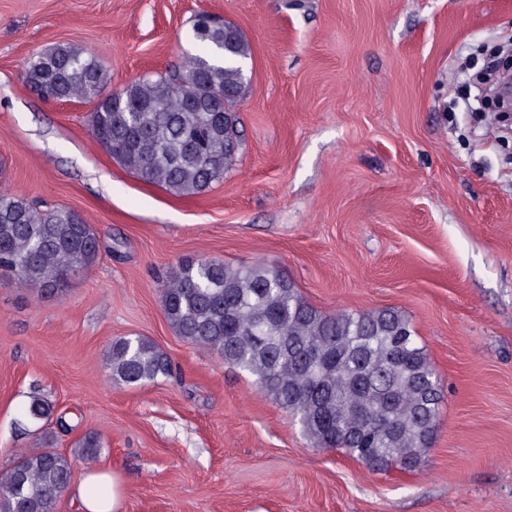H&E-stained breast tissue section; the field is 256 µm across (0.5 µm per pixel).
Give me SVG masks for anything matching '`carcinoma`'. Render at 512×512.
<instances>
[{
	"label": "carcinoma",
	"mask_w": 512,
	"mask_h": 512,
	"mask_svg": "<svg viewBox=\"0 0 512 512\" xmlns=\"http://www.w3.org/2000/svg\"><path fill=\"white\" fill-rule=\"evenodd\" d=\"M205 53L184 55L172 70L145 75L110 94L97 57L69 44L36 53L28 86L59 101L94 103L96 142L140 180L176 197L205 192L224 179L243 147L239 106L249 78L250 42L233 22L192 20ZM98 232L69 208L40 210L0 192V275L51 297L96 263ZM175 333L255 378L288 410L312 447L343 450L374 471L417 467L432 447L443 390L410 320L384 308L323 312L309 304L278 265L186 260L161 288ZM112 380L141 385L172 374L170 357L144 336L112 341ZM50 420L53 405L27 411ZM102 450L87 434L72 455L50 448L22 452L0 470V512H55L74 465Z\"/></svg>",
	"instance_id": "obj_1"
}]
</instances>
